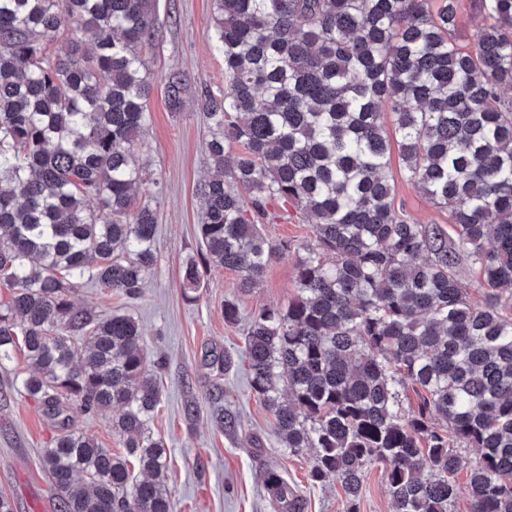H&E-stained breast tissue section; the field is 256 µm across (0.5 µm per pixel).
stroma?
<instances>
[{
	"mask_svg": "<svg viewBox=\"0 0 512 512\" xmlns=\"http://www.w3.org/2000/svg\"><path fill=\"white\" fill-rule=\"evenodd\" d=\"M213 15V0H157L155 40L142 50L152 86L150 122L138 150L146 173L138 198L158 210L157 265L138 299L85 282L73 299L97 315L129 312L143 331L147 369L157 375L162 393L150 431L169 449L172 512H275L263 483L270 469L300 489L303 512H343L341 487L331 479L312 485L308 454L292 455L283 447L241 359L254 313L287 306L294 296L295 252L311 240L310 225L268 204L263 230L274 241L288 242L291 251L268 266L256 288L240 290L237 273L214 266L204 271L197 299L186 298L181 288L186 261L198 257L203 247L198 186L212 173L200 94L224 89V58L211 40ZM175 71L184 76L176 107L166 93V79ZM390 176L396 204L406 215L423 224H448L447 210L406 180L399 156L391 158ZM228 299L237 300L240 308L234 325L225 323L222 314ZM224 354L230 356V365L220 363ZM29 373L22 353L0 363V495L10 498L14 512H56L41 465L55 429L38 401L22 388ZM215 394L225 412L235 416V429L214 422ZM112 417L109 411L70 409L76 430L118 452L122 443L112 431Z\"/></svg>",
	"mask_w": 512,
	"mask_h": 512,
	"instance_id": "stroma-1",
	"label": "stroma"
}]
</instances>
